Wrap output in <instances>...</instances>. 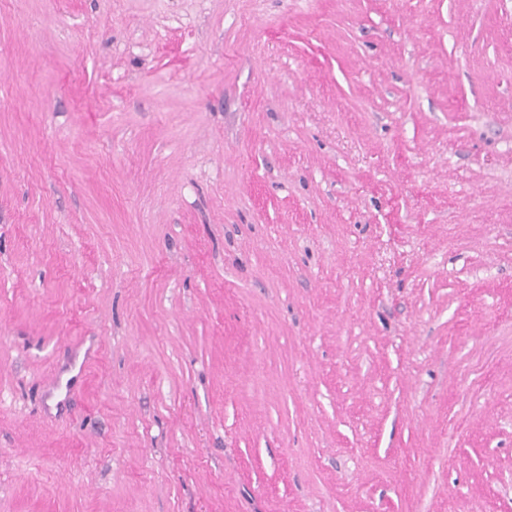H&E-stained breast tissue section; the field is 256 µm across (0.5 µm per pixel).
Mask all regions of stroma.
I'll list each match as a JSON object with an SVG mask.
<instances>
[{"instance_id": "35a3bbf8", "label": "stroma", "mask_w": 512, "mask_h": 512, "mask_svg": "<svg viewBox=\"0 0 512 512\" xmlns=\"http://www.w3.org/2000/svg\"><path fill=\"white\" fill-rule=\"evenodd\" d=\"M0 512H512V0H0Z\"/></svg>"}]
</instances>
